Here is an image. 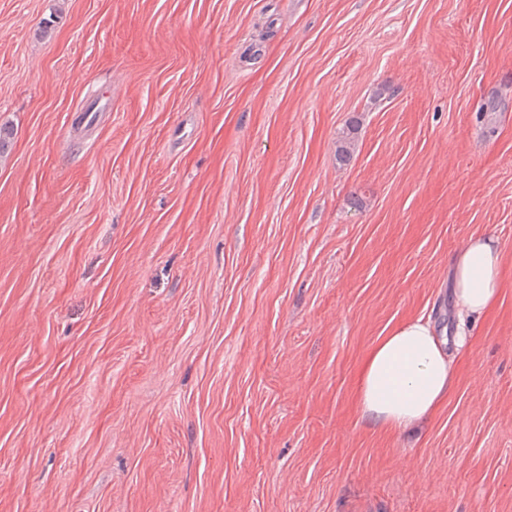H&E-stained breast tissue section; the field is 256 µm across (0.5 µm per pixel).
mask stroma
I'll return each mask as SVG.
<instances>
[{
    "label": "stroma",
    "instance_id": "1",
    "mask_svg": "<svg viewBox=\"0 0 512 512\" xmlns=\"http://www.w3.org/2000/svg\"><path fill=\"white\" fill-rule=\"evenodd\" d=\"M0 125V512H512V0H0ZM487 232L381 436L362 357ZM505 255L490 235H474L451 256V289L460 314L481 317L499 302Z\"/></svg>",
    "mask_w": 512,
    "mask_h": 512
}]
</instances>
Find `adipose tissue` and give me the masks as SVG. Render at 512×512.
<instances>
[{
	"label": "adipose tissue",
	"instance_id": "1",
	"mask_svg": "<svg viewBox=\"0 0 512 512\" xmlns=\"http://www.w3.org/2000/svg\"><path fill=\"white\" fill-rule=\"evenodd\" d=\"M505 255L490 235H474L451 256V287L460 312L481 317L499 302ZM471 338L437 335L422 318L393 327L369 351L356 379L355 402L378 431L399 434L428 421L447 401L456 371L454 352Z\"/></svg>",
	"mask_w": 512,
	"mask_h": 512
}]
</instances>
